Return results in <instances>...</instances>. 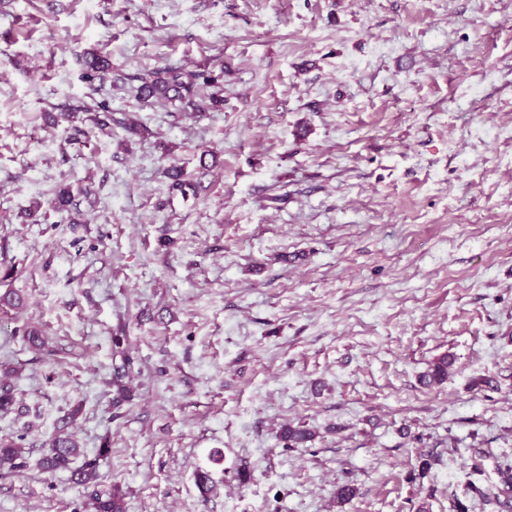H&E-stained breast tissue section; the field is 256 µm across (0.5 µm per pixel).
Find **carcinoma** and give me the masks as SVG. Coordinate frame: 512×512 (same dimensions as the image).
<instances>
[{
  "mask_svg": "<svg viewBox=\"0 0 512 512\" xmlns=\"http://www.w3.org/2000/svg\"><path fill=\"white\" fill-rule=\"evenodd\" d=\"M85 71L82 78L93 83L103 84L107 81H121L122 76L112 77L110 60L101 55L90 54L84 59ZM223 74L212 70H188L182 66H165L138 77L140 85L137 95L144 101L150 99L179 103L182 112H210L220 109L224 104L222 96ZM169 186L172 190L185 194L197 191L198 184L193 182L184 169L177 165L170 166L166 171ZM113 345L121 354V363L113 365L111 384L113 402L120 404L128 398V382L133 371V359L122 349L123 339L113 337ZM453 362L448 356L442 355L431 365L424 375L429 385L442 384L448 380V373ZM16 403L13 387L9 382L0 380V413L7 415ZM283 438L288 446L304 444L311 439V434L300 427H288L283 431ZM109 447L97 449L94 455L80 446L73 435L60 427L54 434L46 449L41 465L48 472L68 471L70 480L81 489L84 505L91 512H126V493L117 484L108 487L100 481L99 460L108 455ZM81 464H76V461ZM26 464L25 448L16 441H0V474L14 472Z\"/></svg>",
  "mask_w": 512,
  "mask_h": 512,
  "instance_id": "cac0c4a2",
  "label": "carcinoma"
}]
</instances>
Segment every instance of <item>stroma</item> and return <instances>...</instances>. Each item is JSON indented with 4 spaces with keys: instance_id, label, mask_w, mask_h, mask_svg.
Masks as SVG:
<instances>
[{
    "instance_id": "obj_1",
    "label": "stroma",
    "mask_w": 512,
    "mask_h": 512,
    "mask_svg": "<svg viewBox=\"0 0 512 512\" xmlns=\"http://www.w3.org/2000/svg\"><path fill=\"white\" fill-rule=\"evenodd\" d=\"M87 50L126 83L94 91ZM167 65L223 70V109L138 99ZM102 100L114 121L89 133L77 107ZM173 163L196 193L170 190ZM9 288L0 439L27 464L0 476V512L80 507L39 465L68 416L83 448L110 444L127 512H501L512 0H0ZM116 336L134 361L118 405ZM445 354L448 380L422 385ZM288 425L312 440L288 447Z\"/></svg>"
}]
</instances>
